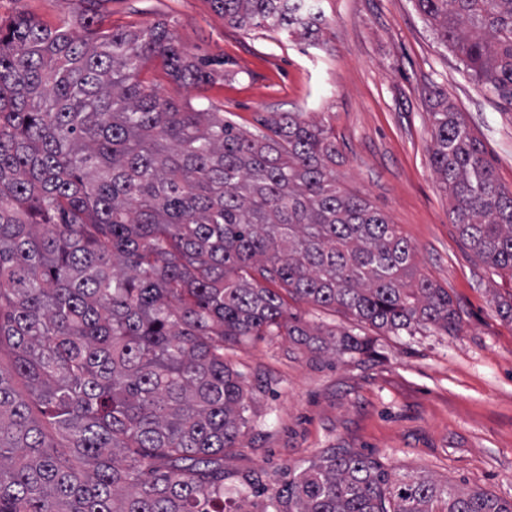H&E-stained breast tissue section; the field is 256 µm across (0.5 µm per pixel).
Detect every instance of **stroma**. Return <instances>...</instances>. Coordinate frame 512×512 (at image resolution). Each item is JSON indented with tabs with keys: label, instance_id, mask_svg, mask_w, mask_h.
<instances>
[{
	"label": "stroma",
	"instance_id": "stroma-1",
	"mask_svg": "<svg viewBox=\"0 0 512 512\" xmlns=\"http://www.w3.org/2000/svg\"><path fill=\"white\" fill-rule=\"evenodd\" d=\"M326 23L315 43L225 23L210 0H101L113 25L166 21L189 57L221 64L224 78L193 87L159 62L142 76L175 101L205 96L225 118L254 129L276 112L329 125L342 155V189L386 214L415 250L420 272L447 289L452 332L431 327L390 336L351 316L289 301L310 326L372 338L373 357L313 354L282 336L226 351L249 389V422L224 456V489L251 478L260 512L294 473L330 450L379 463L392 479L422 476L443 486L512 501V322L500 299L512 276L487 267L461 239L453 202L430 164L431 93L461 112L499 182L512 191V101L486 91L442 44L415 0H315ZM67 17L64 0H0V21Z\"/></svg>",
	"mask_w": 512,
	"mask_h": 512
}]
</instances>
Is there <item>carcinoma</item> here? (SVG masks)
Instances as JSON below:
<instances>
[{"instance_id":"1","label":"carcinoma","mask_w":512,"mask_h":512,"mask_svg":"<svg viewBox=\"0 0 512 512\" xmlns=\"http://www.w3.org/2000/svg\"><path fill=\"white\" fill-rule=\"evenodd\" d=\"M51 28L0 23V512H243L224 453L248 391L224 349L286 336L316 354L372 340L312 328L285 297L385 333L456 327L448 290L364 197L339 187L336 137L300 112L244 130L141 77L213 79L164 21L107 27L96 0ZM238 28L315 39L313 0H211ZM483 88L512 100V0H416ZM431 167L474 254L512 275V191L434 95ZM45 407L34 419L15 380ZM261 512H512L483 491L393 482L332 451Z\"/></svg>"}]
</instances>
